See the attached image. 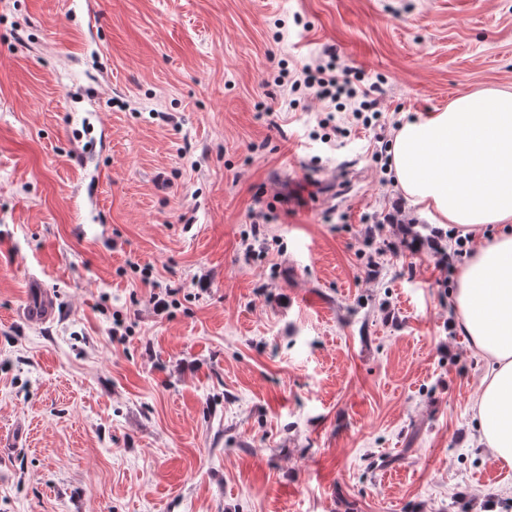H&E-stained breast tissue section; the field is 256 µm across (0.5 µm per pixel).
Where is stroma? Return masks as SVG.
<instances>
[{
    "label": "stroma",
    "instance_id": "35a3bbf8",
    "mask_svg": "<svg viewBox=\"0 0 512 512\" xmlns=\"http://www.w3.org/2000/svg\"><path fill=\"white\" fill-rule=\"evenodd\" d=\"M331 49L382 108L339 146L276 79ZM504 86L512 0H0V512H504L454 272L378 155ZM25 288V299L21 309L23 318L34 324L46 323L53 318L55 301L42 281L30 278Z\"/></svg>",
    "mask_w": 512,
    "mask_h": 512
}]
</instances>
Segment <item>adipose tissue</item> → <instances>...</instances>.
I'll return each mask as SVG.
<instances>
[{
	"instance_id": "adipose-tissue-1",
	"label": "adipose tissue",
	"mask_w": 512,
	"mask_h": 512,
	"mask_svg": "<svg viewBox=\"0 0 512 512\" xmlns=\"http://www.w3.org/2000/svg\"><path fill=\"white\" fill-rule=\"evenodd\" d=\"M389 153L420 213L471 238L455 314L487 363L475 400L479 438L512 465V90L483 88L404 121Z\"/></svg>"
}]
</instances>
